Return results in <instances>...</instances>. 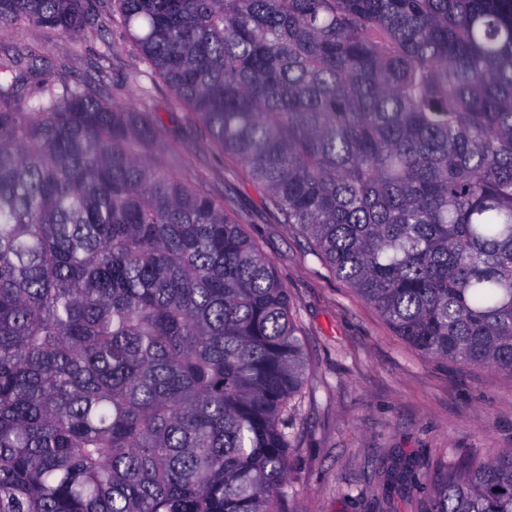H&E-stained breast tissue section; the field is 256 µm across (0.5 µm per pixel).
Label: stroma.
<instances>
[{"instance_id":"1","label":"stroma","mask_w":512,"mask_h":512,"mask_svg":"<svg viewBox=\"0 0 512 512\" xmlns=\"http://www.w3.org/2000/svg\"><path fill=\"white\" fill-rule=\"evenodd\" d=\"M19 53L37 60L30 92L100 80L116 109L141 108L130 78L143 61L121 26L104 42L87 29L53 36L32 23L0 31V65ZM150 91L161 121L151 161L223 199L293 303L313 377L295 411L280 512H417L418 490L386 480L380 466L408 463L430 475L441 463L512 452V374L426 357L338 280L308 239L280 223L236 159L211 146L191 113L172 107L168 87Z\"/></svg>"}]
</instances>
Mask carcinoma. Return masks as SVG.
I'll list each match as a JSON object with an SVG mask.
<instances>
[{"label":"carcinoma","instance_id":"carcinoma-1","mask_svg":"<svg viewBox=\"0 0 512 512\" xmlns=\"http://www.w3.org/2000/svg\"><path fill=\"white\" fill-rule=\"evenodd\" d=\"M139 112L0 70V512H279L311 370L286 288L149 160L155 79L423 354L512 374V0H114ZM106 21L0 0V31ZM420 512H512V452Z\"/></svg>","mask_w":512,"mask_h":512}]
</instances>
